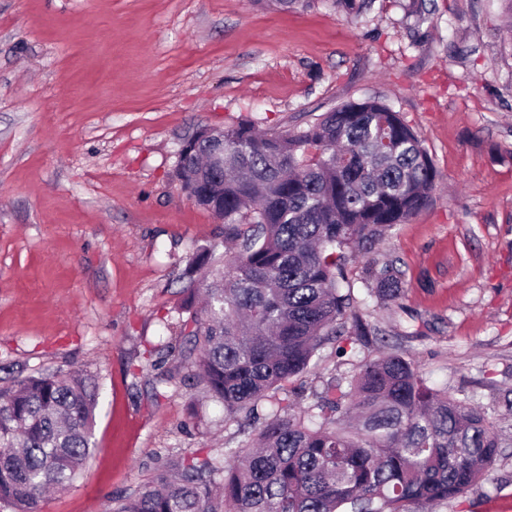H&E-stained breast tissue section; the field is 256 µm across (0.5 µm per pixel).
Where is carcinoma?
Listing matches in <instances>:
<instances>
[{"label":"carcinoma","instance_id":"1","mask_svg":"<svg viewBox=\"0 0 512 512\" xmlns=\"http://www.w3.org/2000/svg\"><path fill=\"white\" fill-rule=\"evenodd\" d=\"M176 168L235 252L196 253L203 315L167 347L243 440L220 456L166 463L110 512H422L488 480L512 429V388L488 403L429 387L397 350L359 361L310 394L295 387L328 343L356 354L363 319L348 265L426 208L440 179L403 116L376 98L344 102L294 134L224 127ZM385 308L404 296L398 261L365 269ZM95 378L56 371L0 387V503L40 512L94 447Z\"/></svg>","mask_w":512,"mask_h":512}]
</instances>
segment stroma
<instances>
[{"label":"stroma","instance_id":"35a3bbf8","mask_svg":"<svg viewBox=\"0 0 512 512\" xmlns=\"http://www.w3.org/2000/svg\"><path fill=\"white\" fill-rule=\"evenodd\" d=\"M0 0V386L95 375L96 448L42 512H108L169 459L237 447L176 342L192 249L224 227L176 177L184 137L240 119L292 133L341 103L400 112L442 180L351 266L363 317L428 385L512 387V21L502 0ZM405 272L383 309L369 261ZM458 508L512 496V447Z\"/></svg>","mask_w":512,"mask_h":512}]
</instances>
